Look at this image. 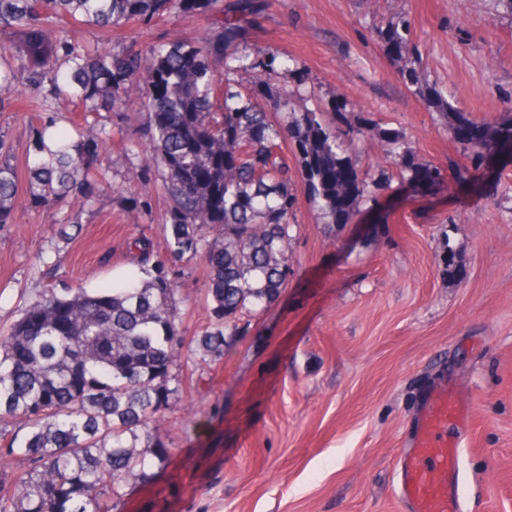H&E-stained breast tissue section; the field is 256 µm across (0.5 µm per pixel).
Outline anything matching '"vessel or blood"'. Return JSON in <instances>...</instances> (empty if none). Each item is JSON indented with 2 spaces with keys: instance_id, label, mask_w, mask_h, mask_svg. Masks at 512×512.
Segmentation results:
<instances>
[{
  "instance_id": "vessel-or-blood-1",
  "label": "vessel or blood",
  "mask_w": 512,
  "mask_h": 512,
  "mask_svg": "<svg viewBox=\"0 0 512 512\" xmlns=\"http://www.w3.org/2000/svg\"><path fill=\"white\" fill-rule=\"evenodd\" d=\"M469 415L447 385L428 392L396 465L405 512H462L460 448Z\"/></svg>"
}]
</instances>
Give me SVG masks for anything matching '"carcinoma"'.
I'll use <instances>...</instances> for the list:
<instances>
[{"label": "carcinoma", "mask_w": 512, "mask_h": 512, "mask_svg": "<svg viewBox=\"0 0 512 512\" xmlns=\"http://www.w3.org/2000/svg\"><path fill=\"white\" fill-rule=\"evenodd\" d=\"M259 9L256 0H0V93L23 82L42 109L64 98L87 117L138 107L148 143L134 178L157 172L168 197L166 260H153L151 242L140 240V276L93 291L46 289L0 331V512H112L124 480L144 474L141 435L158 462L169 458L155 423L169 407L170 370L182 349L202 362L223 357L244 315L273 302L288 281L296 199L285 138L295 143L312 202L335 224L355 217L364 187L345 156V114L336 113L334 129L315 112L275 124L256 99L273 101L283 89L261 79L246 96L235 90L230 75L242 69L280 68L304 79L292 58L227 53ZM172 13L208 15V32L194 42L113 50L82 45L60 27L110 31ZM380 35L405 61L401 79L444 103L440 90L419 84L410 20ZM448 116L456 129H473L464 149L475 167L499 140L512 139V125L476 122L451 105ZM381 136L401 169L417 177L430 169L397 150L399 132ZM106 140L95 121L76 139L60 134L49 145L38 137L29 179L35 201L93 196ZM18 192L14 167L0 159V224ZM196 258L208 269L211 323L187 343L174 315L175 272ZM13 460L24 466L11 467Z\"/></svg>", "instance_id": "carcinoma-1"}]
</instances>
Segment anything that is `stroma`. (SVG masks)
Returning <instances> with one entry per match:
<instances>
[{"label": "stroma", "mask_w": 512, "mask_h": 512, "mask_svg": "<svg viewBox=\"0 0 512 512\" xmlns=\"http://www.w3.org/2000/svg\"><path fill=\"white\" fill-rule=\"evenodd\" d=\"M412 22L420 82L479 122L512 123V0H262L234 45L250 57L296 59L305 80L272 121L301 112L333 121L342 106L347 156L365 195L352 223H333L301 174L288 283L257 308L223 358L172 369L176 393L161 421L173 451L149 460L113 512H402L396 461L425 393L448 382L470 405L460 492L465 512H512V142L489 153L468 182L445 111L415 94L379 37ZM201 15H167L112 31L113 48L192 41ZM18 85L0 108V146L19 175L9 223L0 224V326L46 288H109L138 271L129 244L150 239L165 256L161 182L129 179L145 140L136 112L109 114L108 192L91 201L33 202L26 186L37 134L50 122ZM402 135L403 150L438 167L425 186L364 135V118ZM78 223L72 239L61 225ZM454 251L463 275L448 277ZM186 337L211 317L206 268L186 265L176 296Z\"/></svg>", "instance_id": "obj_1"}]
</instances>
